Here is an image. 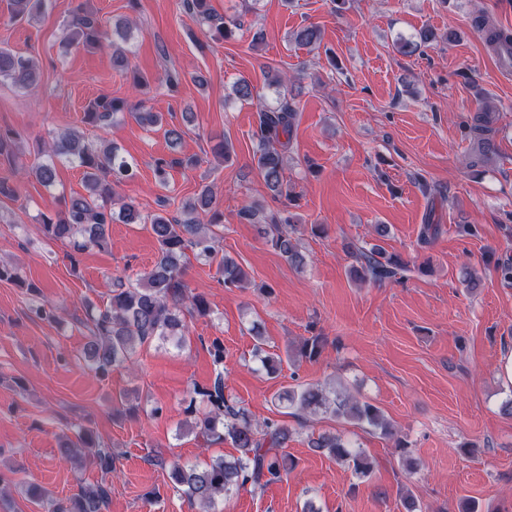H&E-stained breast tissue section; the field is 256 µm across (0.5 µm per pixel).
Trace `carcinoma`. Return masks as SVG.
<instances>
[{
  "label": "carcinoma",
  "mask_w": 512,
  "mask_h": 512,
  "mask_svg": "<svg viewBox=\"0 0 512 512\" xmlns=\"http://www.w3.org/2000/svg\"><path fill=\"white\" fill-rule=\"evenodd\" d=\"M49 0H9L10 20L22 21L44 11ZM186 12L205 23L209 38L222 42L233 36L238 28L235 18L216 15L210 0H182ZM476 27L484 35L489 50L506 61L512 58V33L501 30L486 19L476 20ZM105 31L96 11L78 3L71 11L65 32L70 46L89 50L104 47ZM296 42L312 46L320 42V30L315 26L302 27L294 33ZM41 81L40 71L31 58L9 48L0 47V83L19 90H35ZM127 109V102L109 95H100L85 108L83 122L104 131L116 114ZM257 127L253 137L257 142L254 155L256 168L273 198L291 199L290 183L286 177L288 152L293 141L297 112L292 102L283 97L275 107L259 106ZM494 117L491 112L477 115L468 127L473 144L472 165L476 166L493 152L491 138ZM17 137L9 129H0V158L14 155ZM45 158L24 171L45 187L56 180L58 163H69L83 170L85 193H73L59 199V207L39 213L37 222L43 233L56 240H66L71 246L69 259L76 264V255L93 247L107 244L109 225L115 220L126 224H146L159 244L158 256L151 269L135 282L114 279L109 304L88 313L91 322L85 357L89 368L97 375L131 361L137 348L158 341L172 343L181 348L185 344L189 322L210 313V305L203 292L192 291L185 281L187 251L206 261H217V273L226 288H243L248 281L245 270L231 257L216 259L210 245L213 227L220 226L223 213L214 209L212 187L205 186L184 206L183 219L168 218L161 214L143 216L135 202L128 198L117 200V187L135 176L134 165L116 153L115 147L100 138L90 140L72 130L53 134L48 151L37 148ZM208 216L206 224L197 220ZM240 216L259 225V232L272 247L296 269L303 267L305 258L294 237L288 211L267 214L263 210L245 206ZM356 260L355 270L363 282L382 284L401 282L410 272L409 265L400 257L388 254L378 245L369 248L348 245ZM0 281L21 286L24 281L19 270L0 260ZM283 407L295 414L326 415L336 420L352 422L385 437L394 436L390 422L376 405L359 400L349 394L328 392L319 387L298 386L286 388L276 395ZM190 426L212 442L229 441L239 455L230 459L216 458L206 463L182 465L173 462L168 475L174 488L190 505H198L209 512L218 499L247 487L263 488L280 482L293 470V462L284 448L288 447L292 430L278 420L266 419L261 423L251 420L240 402L226 392L224 370L216 372L207 387L194 389L185 408ZM309 448L324 454L336 463L351 468L355 475L367 477L371 464L363 449L330 430L313 434ZM84 448L92 449L93 462L105 473L115 470L110 449L97 445L84 429L76 432V440L68 439L62 445V454L79 455ZM111 493L109 483L89 484L66 500H57L42 486L30 483L26 495L42 504L46 512H103Z\"/></svg>",
  "instance_id": "obj_1"
}]
</instances>
